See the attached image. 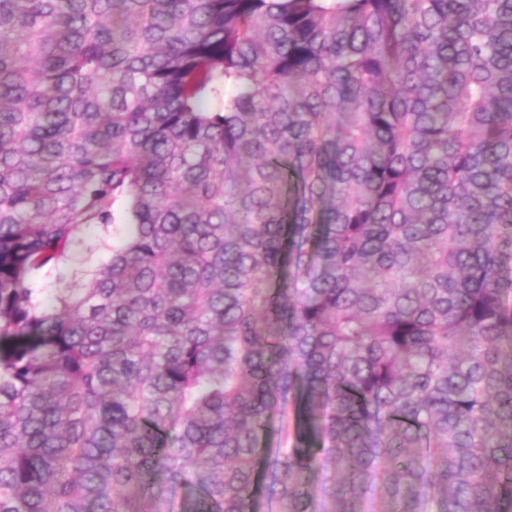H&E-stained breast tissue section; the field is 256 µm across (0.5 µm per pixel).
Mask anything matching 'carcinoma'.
Here are the masks:
<instances>
[{
  "mask_svg": "<svg viewBox=\"0 0 512 512\" xmlns=\"http://www.w3.org/2000/svg\"><path fill=\"white\" fill-rule=\"evenodd\" d=\"M274 428L277 512L320 435L512 512V0H0V512H256Z\"/></svg>",
  "mask_w": 512,
  "mask_h": 512,
  "instance_id": "obj_1",
  "label": "carcinoma"
}]
</instances>
